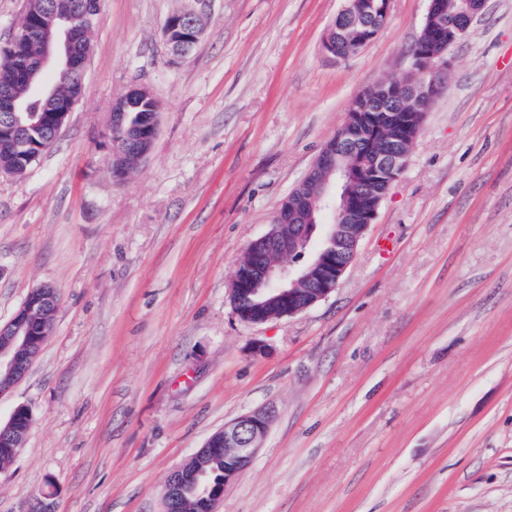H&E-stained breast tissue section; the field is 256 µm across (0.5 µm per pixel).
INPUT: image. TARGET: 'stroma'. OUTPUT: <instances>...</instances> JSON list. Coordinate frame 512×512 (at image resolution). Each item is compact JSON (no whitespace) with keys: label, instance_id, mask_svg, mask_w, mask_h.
I'll use <instances>...</instances> for the list:
<instances>
[{"label":"stroma","instance_id":"stroma-1","mask_svg":"<svg viewBox=\"0 0 512 512\" xmlns=\"http://www.w3.org/2000/svg\"><path fill=\"white\" fill-rule=\"evenodd\" d=\"M189 5L102 0L59 140L0 176V323L37 286L60 295L53 335L0 396L1 419L33 414L0 512H163L178 466L269 407L217 512H512V0H486L449 48L335 291L262 324L234 311L238 263L361 90L403 76L428 0H391L346 59L322 48L343 0H212L172 58L161 28ZM136 83L158 129L117 182L109 113Z\"/></svg>","mask_w":512,"mask_h":512}]
</instances>
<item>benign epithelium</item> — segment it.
<instances>
[{
    "mask_svg": "<svg viewBox=\"0 0 512 512\" xmlns=\"http://www.w3.org/2000/svg\"><path fill=\"white\" fill-rule=\"evenodd\" d=\"M198 9L175 12L165 20L163 41L170 54L181 58L199 43L204 15L210 0H195ZM444 0H429L426 27L408 51L407 76L382 82L380 96L349 114L347 122L327 140L299 185L282 202L270 231L252 240L250 261L238 264L231 281L230 297L236 314L244 321L261 324L273 318L293 316L325 300L335 291L357 255L360 241L373 223L390 185L402 173L415 137L409 126L419 125L432 102L443 92L442 74L447 70V49L460 40L484 6V0H469L461 14H448ZM390 0H345L336 22L323 38L324 51L338 59L370 44L386 28ZM100 13V3L81 5L75 0H51L40 8L24 0L22 15L28 27H13L0 45L14 51L29 37L42 41L43 64L52 66L72 83V92L61 96L52 86L34 78L25 69L19 81L0 87V175L20 176L59 137L80 101L82 78L87 73L91 49L87 41L89 18ZM158 103L143 84L133 85L112 103L109 128L123 126L128 108ZM157 125L118 146L109 172L116 181L139 169L156 136ZM317 212H329L321 246L308 252L316 231L310 222ZM55 288L40 285L6 323H0V395L10 390L28 372L54 330L55 311L48 309ZM271 409L238 417L211 435L193 458L199 465L178 467L169 476L163 492L164 512H182L184 504L203 481L204 462L224 458V481L204 489V502L213 512L224 489L252 463L261 440L273 420ZM32 425V412L17 406L0 422V454L18 455Z\"/></svg>",
    "mask_w": 512,
    "mask_h": 512,
    "instance_id": "7a95c632",
    "label": "benign epithelium"
}]
</instances>
